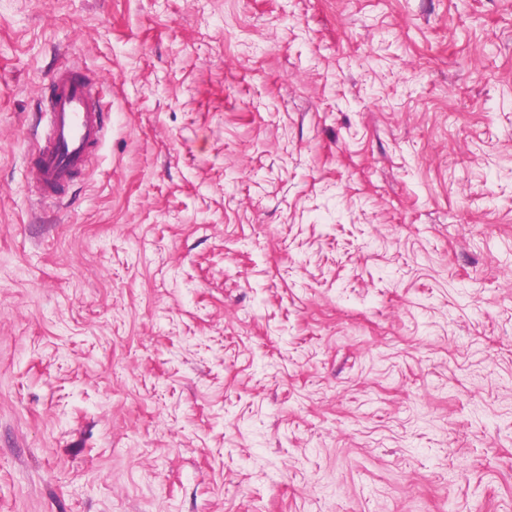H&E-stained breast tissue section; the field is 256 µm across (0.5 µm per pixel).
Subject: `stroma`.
I'll use <instances>...</instances> for the list:
<instances>
[{
    "instance_id": "1",
    "label": "stroma",
    "mask_w": 512,
    "mask_h": 512,
    "mask_svg": "<svg viewBox=\"0 0 512 512\" xmlns=\"http://www.w3.org/2000/svg\"><path fill=\"white\" fill-rule=\"evenodd\" d=\"M0 512H512V0H0ZM44 133L32 159V186L39 200L55 198L82 172L106 134L107 117L92 82L61 68L48 78Z\"/></svg>"
}]
</instances>
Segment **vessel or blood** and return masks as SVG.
Wrapping results in <instances>:
<instances>
[{"label":"vessel or blood","instance_id":"b4317fda","mask_svg":"<svg viewBox=\"0 0 512 512\" xmlns=\"http://www.w3.org/2000/svg\"><path fill=\"white\" fill-rule=\"evenodd\" d=\"M48 85L44 133L31 155L32 186L40 200L56 197L86 168L107 129V117L91 82L61 68L49 76Z\"/></svg>","mask_w":512,"mask_h":512}]
</instances>
